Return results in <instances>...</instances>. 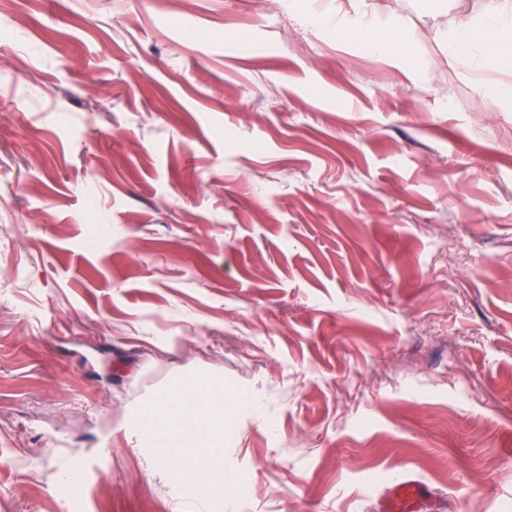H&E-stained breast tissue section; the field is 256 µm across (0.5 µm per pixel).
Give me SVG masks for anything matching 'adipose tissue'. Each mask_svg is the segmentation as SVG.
Segmentation results:
<instances>
[{
	"mask_svg": "<svg viewBox=\"0 0 512 512\" xmlns=\"http://www.w3.org/2000/svg\"><path fill=\"white\" fill-rule=\"evenodd\" d=\"M332 23L340 34L369 36L371 47L392 56L400 55L403 42L397 41L404 25L395 15L383 12L366 16L343 14ZM449 51L455 55L476 58L478 66H496L512 61V0H497L479 23L462 26Z\"/></svg>",
	"mask_w": 512,
	"mask_h": 512,
	"instance_id": "adipose-tissue-1",
	"label": "adipose tissue"
}]
</instances>
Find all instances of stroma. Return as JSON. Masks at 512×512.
<instances>
[{"label":"stroma","instance_id":"obj_1","mask_svg":"<svg viewBox=\"0 0 512 512\" xmlns=\"http://www.w3.org/2000/svg\"><path fill=\"white\" fill-rule=\"evenodd\" d=\"M401 17L400 62L315 22ZM492 0H0V512H202L118 427L198 370L224 512H512V63ZM449 51L476 57L477 66H496L512 61V2L497 0L488 15L477 24L462 26ZM383 512H436L440 504L433 490L422 481L407 477L395 484L383 500Z\"/></svg>","mask_w":512,"mask_h":512}]
</instances>
